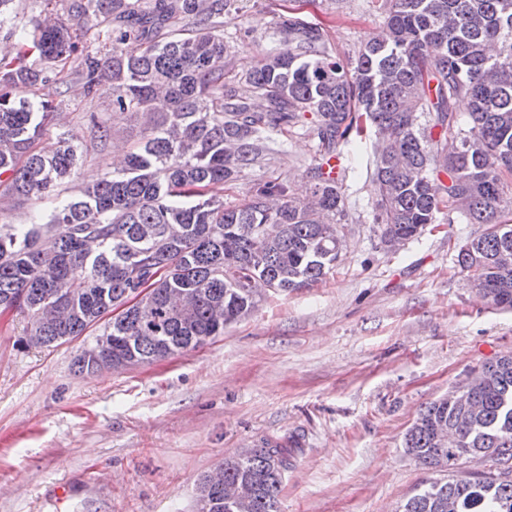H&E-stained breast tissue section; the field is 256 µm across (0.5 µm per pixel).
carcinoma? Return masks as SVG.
Wrapping results in <instances>:
<instances>
[{
    "mask_svg": "<svg viewBox=\"0 0 512 512\" xmlns=\"http://www.w3.org/2000/svg\"><path fill=\"white\" fill-rule=\"evenodd\" d=\"M237 2L81 0L77 17L116 23L103 55L80 53L57 18L0 59V177L21 202L43 199L81 158L65 136L49 156L28 152L53 103L23 93L50 84L57 63L72 60L88 92L146 126L119 167L57 199L46 223L0 224V308L28 318L26 346L96 326L78 373L149 363L224 334L269 288L314 285L340 259L343 181L356 171L341 162L357 158L376 186L381 244L421 235L445 210L450 224H486L455 263L494 306L512 309V0H376L383 28L352 56L333 54L319 25L284 17L282 47L232 76L224 17ZM308 114L318 142L305 199L276 180L239 206L210 194L271 153V132ZM144 286L153 293L143 308L112 316ZM475 374L465 400L427 404L406 432V452L446 479L428 480L402 512H512V355ZM439 428L459 446L442 447ZM476 457L496 469L457 474ZM290 459L288 442L268 437L225 460L221 480H198L203 508L278 512ZM233 483L253 488L242 508L224 500Z\"/></svg>",
    "mask_w": 512,
    "mask_h": 512,
    "instance_id": "obj_1",
    "label": "carcinoma"
}]
</instances>
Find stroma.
Returning a JSON list of instances; mask_svg holds the SVG:
<instances>
[{
    "instance_id": "35a3bbf8",
    "label": "stroma",
    "mask_w": 512,
    "mask_h": 512,
    "mask_svg": "<svg viewBox=\"0 0 512 512\" xmlns=\"http://www.w3.org/2000/svg\"><path fill=\"white\" fill-rule=\"evenodd\" d=\"M225 20L231 73L280 47L288 10L322 27L334 53L350 55L381 29L369 0H240ZM60 13L83 52L96 53L107 26L80 19L59 0H14L15 28ZM55 110L34 143L60 133L82 144L76 177L61 195L111 172L118 146L141 125L87 93L58 63L55 81L26 92ZM110 128L93 141L90 118ZM314 125L275 133L280 154L219 193L246 202L260 182H287L304 196L314 163ZM349 222L340 263L309 288L272 292L252 316L206 345L150 364L76 373L94 331L49 348L24 346L27 320L0 313V512H194L197 479L268 436H296L280 512H399L432 473L402 448L427 403L465 386L471 373L512 354V310L472 287L454 254L481 224L441 222L389 249L373 231V183L348 175Z\"/></svg>"
}]
</instances>
